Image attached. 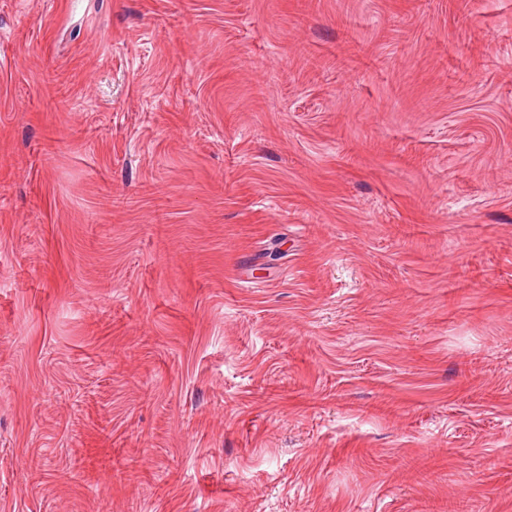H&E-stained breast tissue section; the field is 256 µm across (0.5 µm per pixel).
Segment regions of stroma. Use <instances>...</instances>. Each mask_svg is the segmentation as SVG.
Segmentation results:
<instances>
[{
	"label": "stroma",
	"instance_id": "stroma-1",
	"mask_svg": "<svg viewBox=\"0 0 512 512\" xmlns=\"http://www.w3.org/2000/svg\"><path fill=\"white\" fill-rule=\"evenodd\" d=\"M0 512H512V0H0Z\"/></svg>",
	"mask_w": 512,
	"mask_h": 512
}]
</instances>
